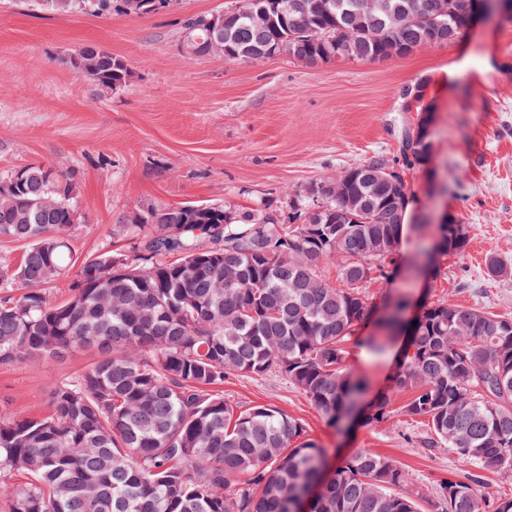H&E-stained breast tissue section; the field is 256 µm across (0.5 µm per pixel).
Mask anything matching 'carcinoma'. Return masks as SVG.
<instances>
[{
	"mask_svg": "<svg viewBox=\"0 0 512 512\" xmlns=\"http://www.w3.org/2000/svg\"><path fill=\"white\" fill-rule=\"evenodd\" d=\"M54 15L112 9L148 15L179 0H34ZM242 0L226 12L188 18L194 55L257 63L286 55L306 63L388 57L389 42L356 30L362 0ZM395 18L393 38L408 52L445 44L466 26L464 0H379ZM103 93L129 84L127 60L94 45L68 58ZM431 145L401 156L423 165ZM371 159L349 168L364 211L324 198L319 224H298L311 207L292 205L288 223L197 203L137 209L114 234L136 239L128 252L81 258L71 242L80 223L72 173L24 166L0 180V237L25 244L0 280L20 286L0 299V364L60 358L92 349L96 360L52 383L42 417L0 414V512H419L399 463L369 448L331 471L303 427L274 407L235 410L212 389L234 374L284 375L331 425L357 414L384 422L393 396L431 425L436 442L481 470L512 472V318L448 302L398 295L374 329L358 335L372 305V279L405 272L431 279L437 257L461 252L464 224H438L396 262L406 215ZM321 260L339 263L342 287L325 282ZM75 273L70 293L46 286ZM405 340L388 388L366 398L364 379L345 366L348 345L382 357ZM238 484L229 491L232 484ZM441 512H512V497H491L474 474L441 481Z\"/></svg>",
	"mask_w": 512,
	"mask_h": 512,
	"instance_id": "carcinoma-1",
	"label": "carcinoma"
}]
</instances>
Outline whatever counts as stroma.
Returning <instances> with one entry per match:
<instances>
[{
  "label": "stroma",
  "instance_id": "obj_1",
  "mask_svg": "<svg viewBox=\"0 0 512 512\" xmlns=\"http://www.w3.org/2000/svg\"><path fill=\"white\" fill-rule=\"evenodd\" d=\"M236 2L59 16L29 0H0V178L27 165L73 173L81 213L73 246L84 257L129 249L113 229L136 209L198 202L287 212L311 184L398 157L404 129L428 113L430 160L401 172L409 221L467 225L468 244L443 257L430 282L374 279L365 292L377 305L404 293L512 317V20L498 16L455 42L375 61L309 65L279 55L250 64L183 54L185 17ZM85 45L124 57L130 85L105 95L80 78L66 59ZM492 255L507 274H488ZM94 359V351L76 350L0 365V412L47 414L52 382ZM345 365L375 395L395 361L353 348ZM223 391L235 410L271 406L298 421L330 464L363 448L392 457L422 512H440L439 483L455 474L477 473L481 490L512 496V473L473 471L432 446L427 419L404 412L406 395L393 400L386 422L345 432L278 372L228 376Z\"/></svg>",
  "mask_w": 512,
  "mask_h": 512
}]
</instances>
